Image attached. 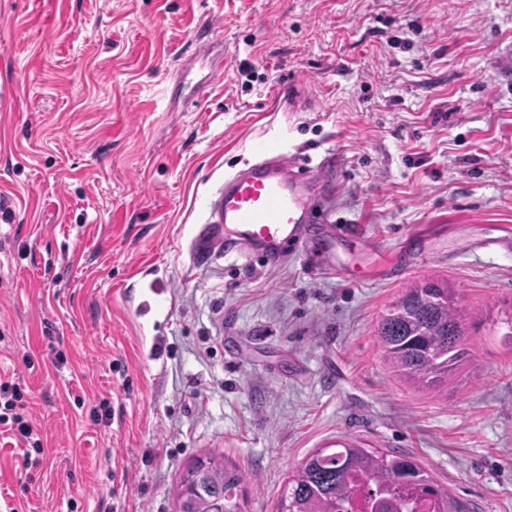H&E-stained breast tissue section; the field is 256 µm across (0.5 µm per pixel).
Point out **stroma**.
<instances>
[{"label":"stroma","instance_id":"1","mask_svg":"<svg viewBox=\"0 0 512 512\" xmlns=\"http://www.w3.org/2000/svg\"><path fill=\"white\" fill-rule=\"evenodd\" d=\"M270 142L329 161L340 224L421 257L387 277L195 250ZM512 0H0V512H175L196 458L277 512L346 438L512 512ZM447 279L475 361L436 389L378 321ZM108 413L105 421L96 420Z\"/></svg>","mask_w":512,"mask_h":512}]
</instances>
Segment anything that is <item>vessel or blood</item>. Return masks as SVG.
<instances>
[{
  "label": "vessel or blood",
  "instance_id": "vessel-or-blood-1",
  "mask_svg": "<svg viewBox=\"0 0 512 512\" xmlns=\"http://www.w3.org/2000/svg\"><path fill=\"white\" fill-rule=\"evenodd\" d=\"M321 167H310L272 146L259 152L254 164L225 179L224 189L211 203L217 235L201 237L199 249L223 241L225 254L262 255L283 262L289 251H310L316 263L336 266L330 244L352 240L354 228L332 223L320 207Z\"/></svg>",
  "mask_w": 512,
  "mask_h": 512
}]
</instances>
